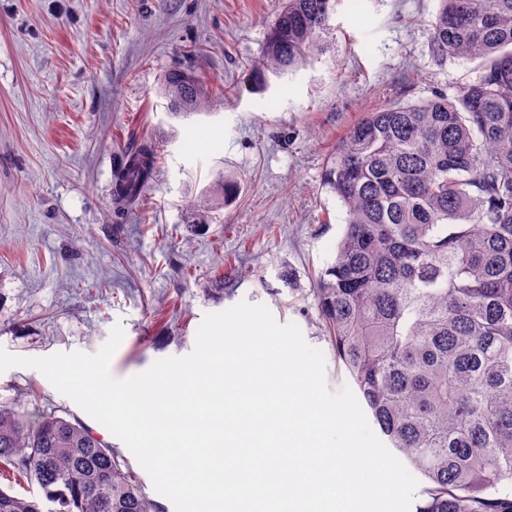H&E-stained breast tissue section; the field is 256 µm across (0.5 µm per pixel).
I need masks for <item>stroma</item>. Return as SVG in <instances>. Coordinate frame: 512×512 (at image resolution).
I'll use <instances>...</instances> for the list:
<instances>
[{
	"mask_svg": "<svg viewBox=\"0 0 512 512\" xmlns=\"http://www.w3.org/2000/svg\"><path fill=\"white\" fill-rule=\"evenodd\" d=\"M283 0H0V348L20 357L97 352L115 324L110 370L136 376L189 354L206 314L246 301L296 324L349 380L326 336L314 279L346 211L322 177L363 113L454 95L473 61L429 53L439 0H339L322 50L267 91L248 88ZM173 69L224 99L172 117ZM159 150L136 207L112 201L117 169L143 140ZM234 198L194 204L217 174ZM293 269L296 286L280 277ZM0 403L80 421L143 492L174 512L127 446L39 371L0 373Z\"/></svg>",
	"mask_w": 512,
	"mask_h": 512,
	"instance_id": "stroma-1",
	"label": "stroma"
}]
</instances>
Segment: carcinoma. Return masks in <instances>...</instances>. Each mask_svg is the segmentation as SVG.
<instances>
[{
	"instance_id": "1",
	"label": "carcinoma",
	"mask_w": 512,
	"mask_h": 512,
	"mask_svg": "<svg viewBox=\"0 0 512 512\" xmlns=\"http://www.w3.org/2000/svg\"><path fill=\"white\" fill-rule=\"evenodd\" d=\"M338 0H286L250 69L304 65ZM478 61L456 97L364 113L338 141L323 187L346 210L315 294L329 340L388 447L424 480L413 512H512V0H439L429 42ZM174 114L209 93L174 69ZM158 156L145 140L114 175L140 202ZM0 471L42 498L0 489V512H160L80 422L0 404Z\"/></svg>"
}]
</instances>
